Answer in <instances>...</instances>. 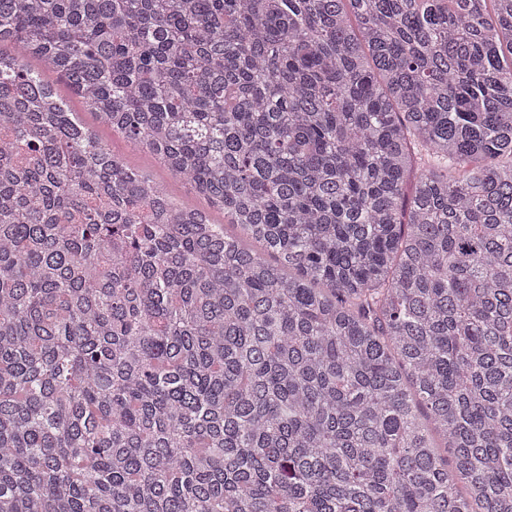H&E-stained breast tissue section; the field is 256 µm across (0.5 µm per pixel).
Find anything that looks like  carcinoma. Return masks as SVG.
I'll return each mask as SVG.
<instances>
[{"mask_svg": "<svg viewBox=\"0 0 512 512\" xmlns=\"http://www.w3.org/2000/svg\"><path fill=\"white\" fill-rule=\"evenodd\" d=\"M506 52L512 0H0V512H512ZM57 88L72 112H78L83 122L96 133L99 139L106 144L113 153L122 156L131 168L149 174L153 179L162 184L170 196L177 201L187 205L207 207L206 201L196 194L189 184L173 176L151 156L134 149L122 135L112 132L108 126L101 123L95 114L85 106L83 101L70 92L65 84L59 83Z\"/></svg>", "mask_w": 512, "mask_h": 512, "instance_id": "carcinoma-1", "label": "carcinoma"}]
</instances>
